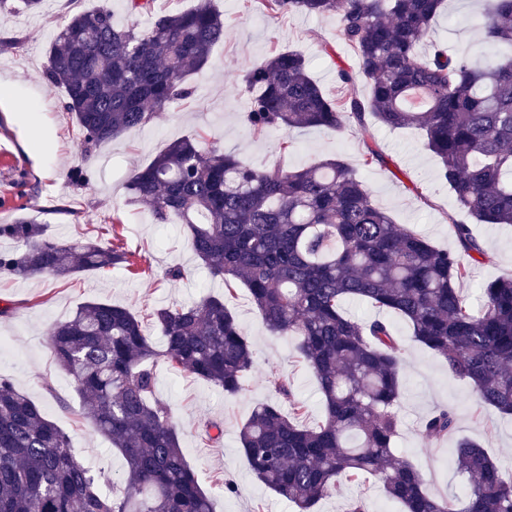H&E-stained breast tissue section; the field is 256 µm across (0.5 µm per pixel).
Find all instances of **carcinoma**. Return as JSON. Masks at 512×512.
Here are the masks:
<instances>
[{
    "label": "carcinoma",
    "mask_w": 512,
    "mask_h": 512,
    "mask_svg": "<svg viewBox=\"0 0 512 512\" xmlns=\"http://www.w3.org/2000/svg\"><path fill=\"white\" fill-rule=\"evenodd\" d=\"M109 0L66 18L47 49L43 80L64 90V108L89 154L190 97L188 77L210 64L224 41V18L210 4L161 15L142 27L116 25ZM275 14L334 16L356 64L341 66V94H326L304 56L279 51L244 74L245 122L253 133L354 124L421 131L440 159L439 179L457 207L479 224H512V0H484L483 28L493 50L482 66L464 52L426 41L444 0H262ZM43 0H0V11L38 14ZM130 16L153 0H126ZM132 203L156 223L184 224L191 249L227 292L247 289L268 331L294 338L296 358L315 374L324 419L298 424L302 405L288 381L272 375L277 397L258 404L239 430L255 478L298 512L341 483L367 473L403 512H512V474L469 439L456 448L466 476L463 506L432 494L422 473L396 454L405 349L390 320L349 315L367 301L406 321L413 341L469 380L481 405L512 415V280L481 285L472 307L457 283L484 250L470 225L451 229L460 250H443L394 223L340 158L301 169L253 166L199 137L170 142L126 180ZM0 272L69 279L130 265L120 246L60 242L33 220L0 224ZM162 349L128 307L82 303L54 323L55 363L74 380L81 416L126 463L122 495L102 489L70 451L67 432L0 378V512H213L180 443L168 404L155 394V360L218 387L244 391L255 350L223 297L203 296L151 314ZM289 410H283V403ZM440 408L425 421L429 438L454 430Z\"/></svg>",
    "instance_id": "cac0c4a2"
}]
</instances>
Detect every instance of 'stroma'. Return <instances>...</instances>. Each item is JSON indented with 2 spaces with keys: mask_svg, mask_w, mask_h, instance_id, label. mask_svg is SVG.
I'll list each match as a JSON object with an SVG mask.
<instances>
[{
  "mask_svg": "<svg viewBox=\"0 0 512 512\" xmlns=\"http://www.w3.org/2000/svg\"><path fill=\"white\" fill-rule=\"evenodd\" d=\"M99 4L100 0H49L34 17L0 13V40L21 39L18 48L0 50V80L9 83L6 97L0 98V224L29 218L44 224L47 234L59 241L90 238L107 246L118 244L128 252L131 264L85 273L71 281L0 274V308L11 309L9 316L0 317V338L8 342L7 349L0 350V377L25 391L48 419L69 434L73 455L86 467L119 480L124 459L110 440L81 418L74 382L53 359L50 326L91 299L127 306L147 319L159 307L188 305L210 292L223 295L256 349L245 390L227 397L212 384L186 372L174 373L162 363L156 368V394L170 405L181 427L184 456L199 486L212 496L215 512H296L294 504L253 476L240 449L239 430L256 404L273 399L266 383L273 373L287 378L303 404L300 423L315 426L324 416L317 380L294 358L292 337L267 331L247 289L239 287L229 295L223 285L211 281L195 259L183 225L155 223L148 211L130 204L125 188L129 172L150 162L170 141L203 132L209 142L255 165L283 157L298 169L341 158L395 223L441 249L457 250L450 225L466 216L447 185L438 180L439 160L423 146L418 131L374 126L372 143L387 161L371 165L365 164L363 140L350 124L338 132L301 128L286 133L274 130L261 137L251 133L244 122L249 107L243 81L247 66L280 49L300 51L313 78L333 96L340 92L337 67L355 63L352 49L337 33L335 17L272 16L261 0H214V8L224 15V41L215 46L210 64L189 77L192 98L171 105L148 125L85 157L79 131L64 108V93L48 88L42 70L47 47L64 17ZM429 38L482 61L489 46L477 0H445ZM325 43L333 46L334 56L322 53ZM285 138L292 146L284 155L279 144ZM80 168L87 171L86 181H71L70 173ZM414 181L420 183L421 194L410 191ZM472 230L485 255L458 288L474 305L479 285L512 278V226L476 224ZM176 263L185 267L186 277L167 280L166 268ZM392 324L406 349L403 396L397 408L398 454L420 469L432 493L442 496L460 498L465 493L466 483L454 464L461 439L479 442L500 467L512 470V416L478 406L468 380L449 373L441 357L413 342L406 321L396 318ZM443 407L454 411L455 429L443 439L428 438L423 422ZM209 420L224 429L213 442L202 440L198 432L199 424ZM228 478L238 486L232 496L224 492ZM356 497L365 501L368 512H401L400 504L389 499L371 475L331 491L314 512H346Z\"/></svg>",
  "mask_w": 512,
  "mask_h": 512,
  "instance_id": "1",
  "label": "stroma"
}]
</instances>
